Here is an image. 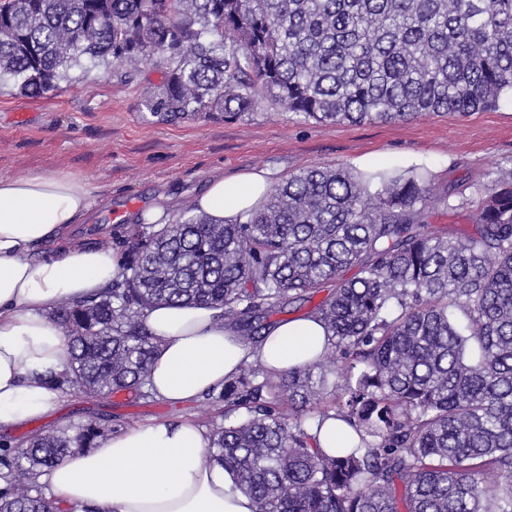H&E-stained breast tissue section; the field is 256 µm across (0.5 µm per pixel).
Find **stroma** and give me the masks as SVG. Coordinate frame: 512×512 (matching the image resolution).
<instances>
[{
	"instance_id": "obj_1",
	"label": "stroma",
	"mask_w": 512,
	"mask_h": 512,
	"mask_svg": "<svg viewBox=\"0 0 512 512\" xmlns=\"http://www.w3.org/2000/svg\"><path fill=\"white\" fill-rule=\"evenodd\" d=\"M138 82L119 84L111 68L71 71L53 95L32 98L0 82V177L31 171L83 178L96 204L76 227L86 244L102 230H118L159 199L181 211L216 170L225 176L269 170L274 183L309 166L357 171L360 159L386 168L425 165L441 179L470 186L489 170L512 166V103L466 117L422 114L400 123L321 124L275 113L262 102L236 121L198 118L170 124L147 117L140 87L159 83L155 62L143 63ZM207 398L173 406L127 394L67 398L55 415L1 431L16 440L39 430L56 432L89 419H106L107 433L153 420L188 418L210 426Z\"/></svg>"
}]
</instances>
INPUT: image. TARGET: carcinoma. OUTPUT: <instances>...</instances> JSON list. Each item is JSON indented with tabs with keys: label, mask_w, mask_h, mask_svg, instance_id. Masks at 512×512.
<instances>
[{
	"label": "carcinoma",
	"mask_w": 512,
	"mask_h": 512,
	"mask_svg": "<svg viewBox=\"0 0 512 512\" xmlns=\"http://www.w3.org/2000/svg\"><path fill=\"white\" fill-rule=\"evenodd\" d=\"M152 59L161 83L142 106L158 122L243 118L264 100L330 124L465 116L512 101V0H0V80L23 93L88 63L132 82ZM485 177L466 198L426 166H311L232 223L189 205L127 225L118 277L50 314L70 355L55 382L147 398V309L222 308L252 344L332 283L313 309L319 360L276 377L249 363L208 393L224 424L205 462L257 512H512V168ZM468 205L472 233L429 230L433 208ZM340 356L357 373L331 384ZM329 417L358 438L334 455L310 434ZM102 433L91 420L0 446V512H65L35 475Z\"/></svg>",
	"instance_id": "cac0c4a2"
}]
</instances>
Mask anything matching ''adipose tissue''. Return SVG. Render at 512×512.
Returning <instances> with one entry per match:
<instances>
[{
  "label": "adipose tissue",
  "instance_id": "obj_1",
  "mask_svg": "<svg viewBox=\"0 0 512 512\" xmlns=\"http://www.w3.org/2000/svg\"><path fill=\"white\" fill-rule=\"evenodd\" d=\"M273 176L246 171L213 176L195 207L217 221L234 220L265 199ZM95 201L88 185L68 173L0 177V425L18 427L47 417L65 400L55 376L69 366L62 330L50 312L61 300L94 296L119 273L111 246L65 242L37 256L47 241L79 223ZM146 325L159 349L145 389L180 405L219 390L243 363L277 374L311 363L327 346L312 315L275 323L254 346L244 345L221 310L193 306L148 309ZM209 434L191 420H155L100 439L35 477L48 496L77 512H255L223 468L203 460Z\"/></svg>",
  "mask_w": 512,
  "mask_h": 512
}]
</instances>
